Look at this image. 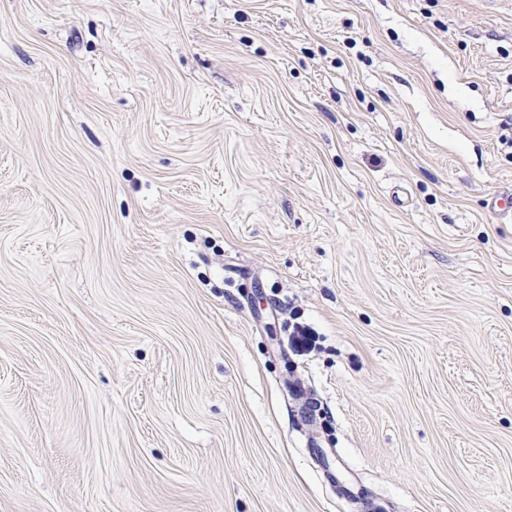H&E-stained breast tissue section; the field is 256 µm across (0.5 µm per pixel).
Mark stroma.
<instances>
[{
	"instance_id": "obj_1",
	"label": "stroma",
	"mask_w": 512,
	"mask_h": 512,
	"mask_svg": "<svg viewBox=\"0 0 512 512\" xmlns=\"http://www.w3.org/2000/svg\"><path fill=\"white\" fill-rule=\"evenodd\" d=\"M510 136L512 0H0V512H512Z\"/></svg>"
}]
</instances>
